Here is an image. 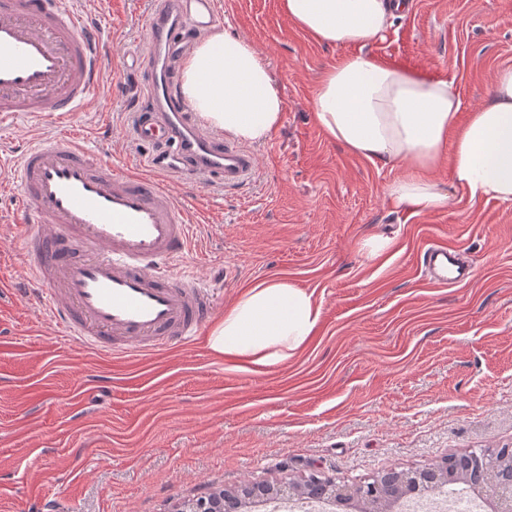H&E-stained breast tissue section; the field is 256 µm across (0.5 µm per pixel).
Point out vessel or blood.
<instances>
[{
	"mask_svg": "<svg viewBox=\"0 0 512 512\" xmlns=\"http://www.w3.org/2000/svg\"><path fill=\"white\" fill-rule=\"evenodd\" d=\"M130 74L145 73L132 136L137 172L117 169L77 137L32 139L7 176L25 206V249L56 327L114 355L192 342L212 305L192 276L172 269L190 224L170 179L228 187L256 171L254 154L205 130L181 92L178 67L219 21L216 0H153ZM112 63V38L71 0H0V122L24 112L69 117L94 110ZM445 244L423 265L438 285L469 283Z\"/></svg>",
	"mask_w": 512,
	"mask_h": 512,
	"instance_id": "vessel-or-blood-1",
	"label": "vessel or blood"
}]
</instances>
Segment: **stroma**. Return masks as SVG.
I'll use <instances>...</instances> for the list:
<instances>
[{
  "label": "stroma",
  "instance_id": "35a3bbf8",
  "mask_svg": "<svg viewBox=\"0 0 512 512\" xmlns=\"http://www.w3.org/2000/svg\"><path fill=\"white\" fill-rule=\"evenodd\" d=\"M151 0H84L115 51L98 112L66 122L15 115L0 126V159L28 138L80 132L117 167L136 165L113 136L134 111L137 82L123 60L144 36ZM222 28L271 70L285 110L253 145L257 169L234 189L188 188L193 226L182 270L211 287L218 322L243 292L280 278L321 308L307 347L253 369L216 356L206 337L111 356L70 342L27 269L20 197L0 189V512H176L218 489L297 480L336 482L444 456L512 448V204L470 200L452 185L448 155L429 170L445 209L399 212L385 198L398 166L330 140L312 112L324 71L347 50L317 42L282 0H218ZM377 60L455 80L461 117L489 100L512 67V0H410ZM395 237L377 261L365 240ZM464 248L472 281L423 280L424 248Z\"/></svg>",
  "mask_w": 512,
  "mask_h": 512
}]
</instances>
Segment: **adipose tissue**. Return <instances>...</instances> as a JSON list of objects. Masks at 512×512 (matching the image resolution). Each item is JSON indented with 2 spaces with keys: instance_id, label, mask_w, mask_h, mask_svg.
Listing matches in <instances>:
<instances>
[{
  "instance_id": "adipose-tissue-1",
  "label": "adipose tissue",
  "mask_w": 512,
  "mask_h": 512,
  "mask_svg": "<svg viewBox=\"0 0 512 512\" xmlns=\"http://www.w3.org/2000/svg\"><path fill=\"white\" fill-rule=\"evenodd\" d=\"M282 6L317 41L350 47L320 79L315 120L348 152L401 168L385 191L395 208L417 214L447 206V192L428 176L446 150L452 180L470 200L512 203V67L496 74L490 100L462 124L454 81L365 53L390 29L396 0H283ZM181 89L208 125L243 142H265L282 120L284 100L269 67L251 44L222 31L185 61ZM319 321L311 292L267 279L225 311L208 344L216 355L266 368L304 350Z\"/></svg>"
}]
</instances>
